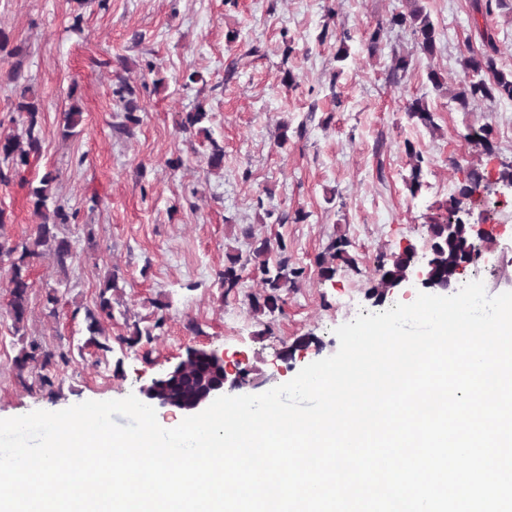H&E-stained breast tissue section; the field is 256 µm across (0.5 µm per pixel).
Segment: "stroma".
Instances as JSON below:
<instances>
[{
    "label": "stroma",
    "mask_w": 512,
    "mask_h": 512,
    "mask_svg": "<svg viewBox=\"0 0 512 512\" xmlns=\"http://www.w3.org/2000/svg\"><path fill=\"white\" fill-rule=\"evenodd\" d=\"M416 1L441 33L430 57L411 27L389 24ZM472 14V0H0L9 37L0 50V135L21 131L26 89L40 102L43 131L40 155L0 180V231L17 241L34 232L29 192L53 170L55 199L73 215L59 233L74 247L63 268L48 254L30 258L22 330L13 328L0 274V418L139 394L191 347L241 358L243 394L290 381L337 352L336 328L373 312L379 262L409 244L425 250L428 224L473 169L485 184L466 207L490 229L479 274L488 295L512 291V192L498 182L512 161V102L463 109L426 78L435 69L450 88L467 81L463 59L480 45ZM376 29L371 54L365 44ZM341 38L350 49L343 66ZM398 56L410 65L397 79ZM123 80L141 116L127 131L114 94ZM415 98L428 104L434 128L409 120ZM199 103L208 135L182 133L183 113ZM75 104L82 118L67 136L63 114ZM484 124L493 129L490 154L462 138ZM214 141L224 147L220 170L208 164ZM409 143L424 158L415 197L406 187ZM254 236L284 240L290 267L305 270L273 312L251 310L261 285L250 268L236 293L218 296L226 256L247 255ZM339 236L352 262L321 279L315 259ZM113 269L123 288L105 352L87 345L84 311ZM52 289L60 298L53 315L44 306ZM131 322L150 328L151 341L126 344ZM302 336L318 342L282 361ZM33 341L56 360L22 382L14 359Z\"/></svg>",
    "instance_id": "1"
}]
</instances>
